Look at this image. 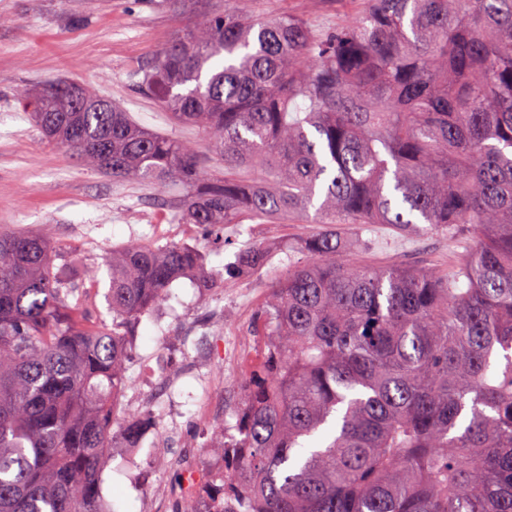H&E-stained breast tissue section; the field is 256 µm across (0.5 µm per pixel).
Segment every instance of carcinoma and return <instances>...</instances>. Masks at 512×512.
Returning a JSON list of instances; mask_svg holds the SVG:
<instances>
[{
  "label": "carcinoma",
  "instance_id": "carcinoma-1",
  "mask_svg": "<svg viewBox=\"0 0 512 512\" xmlns=\"http://www.w3.org/2000/svg\"><path fill=\"white\" fill-rule=\"evenodd\" d=\"M253 0L210 8L159 49L141 89L197 127L139 126L89 86L17 91L46 138L173 199L215 233L314 222L258 316L241 448L205 512H512V0H358L330 35ZM426 224L472 244L444 275L350 263L336 225ZM44 235L0 232V512H105L99 474L146 414L119 417L125 330L173 281L212 272L184 244L105 257L112 324L86 317ZM264 262L242 250L233 276Z\"/></svg>",
  "mask_w": 512,
  "mask_h": 512
}]
</instances>
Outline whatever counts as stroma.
I'll use <instances>...</instances> for the list:
<instances>
[{
  "instance_id": "1",
  "label": "stroma",
  "mask_w": 512,
  "mask_h": 512,
  "mask_svg": "<svg viewBox=\"0 0 512 512\" xmlns=\"http://www.w3.org/2000/svg\"><path fill=\"white\" fill-rule=\"evenodd\" d=\"M253 10L259 15L294 14L306 18L318 33L328 34L337 21L352 18L356 7L349 0H254ZM196 20L195 14L153 7L145 0H0V230L49 235L57 245L51 256L55 270L69 274L78 263L98 266L87 312L107 322L112 312L104 258L112 249L133 241L189 244L203 254L209 268L221 271L241 248H262L267 254L263 266L224 284V329L236 334L242 358L238 367L228 368L221 346H214L209 375L229 406L240 403L242 379L259 360L258 343L250 334L252 319L280 272L305 260L301 245L315 225L248 221L225 228L219 239L168 220L166 193L134 179L116 182L81 165L42 136L29 118L33 102L16 94L19 87L59 77L91 85L140 126L196 143L207 170L223 169L200 131L173 124L154 98L137 89L139 73L151 65L156 51L176 30ZM336 231L346 240L345 256L353 262L414 265L445 273L466 254L464 243L441 230L408 232L369 224L359 231L340 224ZM211 300L191 277L173 282L168 296L140 318L128 338V379L142 372L164 378L167 358L179 352L176 329L208 313ZM177 399L183 426L175 451L194 448L207 457L216 427L232 433L233 417L224 416L217 424L195 420L203 396L190 376L179 381ZM102 495L113 512H142L121 458H106Z\"/></svg>"
}]
</instances>
